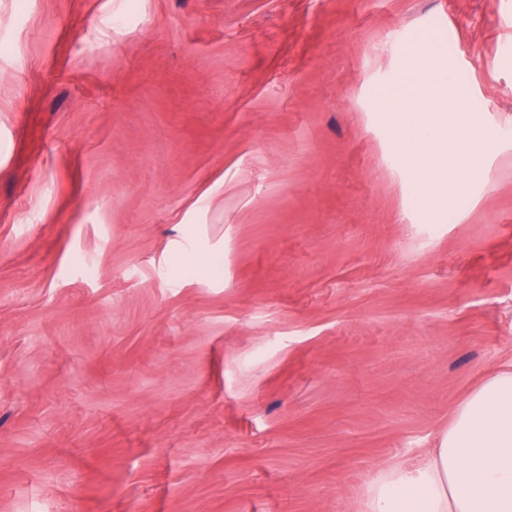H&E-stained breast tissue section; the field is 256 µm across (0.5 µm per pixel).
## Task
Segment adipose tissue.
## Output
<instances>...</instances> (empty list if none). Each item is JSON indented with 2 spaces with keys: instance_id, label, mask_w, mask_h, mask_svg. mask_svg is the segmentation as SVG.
<instances>
[{
  "instance_id": "ef3b65f1",
  "label": "adipose tissue",
  "mask_w": 512,
  "mask_h": 512,
  "mask_svg": "<svg viewBox=\"0 0 512 512\" xmlns=\"http://www.w3.org/2000/svg\"><path fill=\"white\" fill-rule=\"evenodd\" d=\"M372 96L393 116L416 206L444 212L484 147L465 91L447 73L428 70ZM364 512H512V365L483 378L414 465L378 471L366 485Z\"/></svg>"
}]
</instances>
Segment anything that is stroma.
I'll list each match as a JSON object with an SVG mask.
<instances>
[{
    "mask_svg": "<svg viewBox=\"0 0 512 512\" xmlns=\"http://www.w3.org/2000/svg\"><path fill=\"white\" fill-rule=\"evenodd\" d=\"M415 51L493 137L438 217ZM509 360L512 0H0V512H363Z\"/></svg>",
    "mask_w": 512,
    "mask_h": 512,
    "instance_id": "obj_1",
    "label": "stroma"
}]
</instances>
